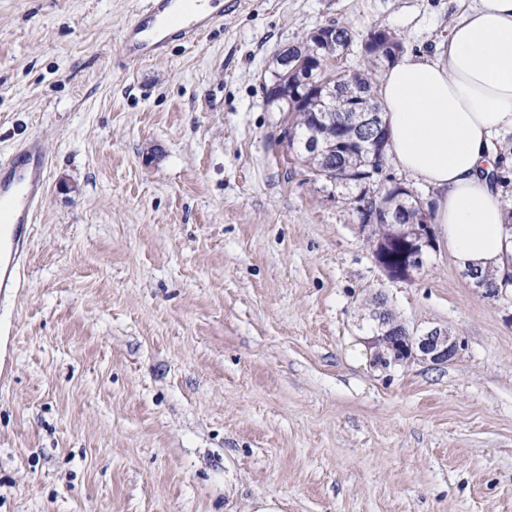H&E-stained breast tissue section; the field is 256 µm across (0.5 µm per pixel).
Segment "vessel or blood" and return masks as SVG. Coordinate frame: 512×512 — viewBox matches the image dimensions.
Wrapping results in <instances>:
<instances>
[{
	"label": "vessel or blood",
	"instance_id": "b4317fda",
	"mask_svg": "<svg viewBox=\"0 0 512 512\" xmlns=\"http://www.w3.org/2000/svg\"><path fill=\"white\" fill-rule=\"evenodd\" d=\"M189 0H144L125 27L122 51L137 61L163 56L172 40L192 44L210 27L213 12L188 11ZM49 157L39 139L0 159V295L18 287L29 227L45 194Z\"/></svg>",
	"mask_w": 512,
	"mask_h": 512
}]
</instances>
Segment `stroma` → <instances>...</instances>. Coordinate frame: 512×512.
<instances>
[{
	"mask_svg": "<svg viewBox=\"0 0 512 512\" xmlns=\"http://www.w3.org/2000/svg\"><path fill=\"white\" fill-rule=\"evenodd\" d=\"M223 2L136 62L142 0H0V158L50 159L0 297V512H512V288L442 243L389 278L266 101L312 29L430 54L462 0ZM377 292L456 358L374 367Z\"/></svg>",
	"mask_w": 512,
	"mask_h": 512,
	"instance_id": "1",
	"label": "stroma"
}]
</instances>
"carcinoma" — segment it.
<instances>
[{"label":"carcinoma","instance_id":"obj_1","mask_svg":"<svg viewBox=\"0 0 512 512\" xmlns=\"http://www.w3.org/2000/svg\"><path fill=\"white\" fill-rule=\"evenodd\" d=\"M333 46L349 49L353 44L354 34L344 26L328 23ZM389 38L398 52H403L402 39L391 30L378 26L368 31L361 44H368L380 36ZM364 65L362 70L351 76L341 66L332 61L333 54L322 51V58L312 62L305 43L292 47L293 64L307 72L310 84L323 80L333 85V96L326 111L321 112L314 105L309 93L301 95L295 104L288 103V95L293 91L288 85V70L280 69L272 74L271 84L279 94L280 104L277 108L287 113L284 128L295 136L296 155L305 164L313 180L323 179L328 174L336 177L342 172L353 170L359 178L349 181L346 190L365 191L368 173L383 169L387 159L388 129L373 133L359 124L358 105L366 104L371 110L383 113L378 100V86L375 72L387 64V60L370 50H362ZM374 139L372 152H364L358 148L357 142L366 138ZM397 224H420L432 221V211L424 203L413 198L407 191H399Z\"/></svg>","mask_w":512,"mask_h":512}]
</instances>
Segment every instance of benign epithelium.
Returning <instances> with one entry per match:
<instances>
[{
    "label": "benign epithelium",
    "instance_id": "1",
    "mask_svg": "<svg viewBox=\"0 0 512 512\" xmlns=\"http://www.w3.org/2000/svg\"><path fill=\"white\" fill-rule=\"evenodd\" d=\"M395 204L396 196L378 186L370 190L363 204L356 206V209L362 211L364 223L373 224L395 215ZM390 242L404 243L406 258L401 265L386 267L384 271L392 279H409L421 269L426 251L435 246L433 227L428 223L393 224ZM372 318L379 331L372 341V358L377 366L386 368L416 360L442 365L452 361L459 352V338L438 326L421 331L409 330L397 320L392 310L386 308L382 299L376 302Z\"/></svg>",
    "mask_w": 512,
    "mask_h": 512
}]
</instances>
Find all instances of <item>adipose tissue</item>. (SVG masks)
I'll use <instances>...</instances> for the list:
<instances>
[{
  "mask_svg": "<svg viewBox=\"0 0 512 512\" xmlns=\"http://www.w3.org/2000/svg\"><path fill=\"white\" fill-rule=\"evenodd\" d=\"M397 166L435 191L434 221L461 267L503 275L512 233L493 140L512 130V0H472L434 54L412 53L380 82Z\"/></svg>",
  "mask_w": 512,
  "mask_h": 512,
  "instance_id": "adipose-tissue-1",
  "label": "adipose tissue"
}]
</instances>
